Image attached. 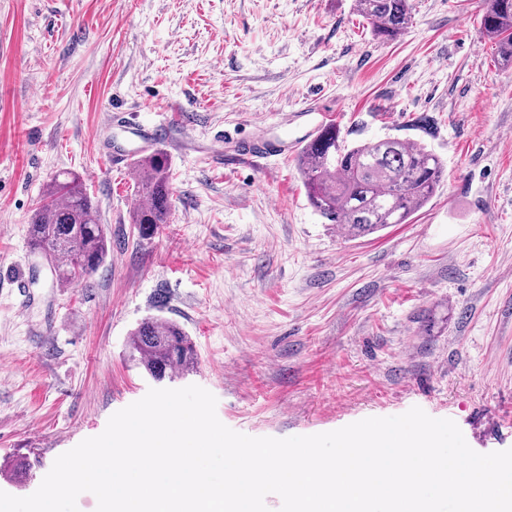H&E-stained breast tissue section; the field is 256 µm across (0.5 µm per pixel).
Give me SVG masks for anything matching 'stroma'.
Here are the masks:
<instances>
[{"label": "stroma", "instance_id": "35a3bbf8", "mask_svg": "<svg viewBox=\"0 0 512 512\" xmlns=\"http://www.w3.org/2000/svg\"><path fill=\"white\" fill-rule=\"evenodd\" d=\"M373 35L355 0H0V491L25 497L154 382L144 318L180 323L200 386L252 437L420 407L486 454L512 448V67L483 0H413ZM336 111L345 140L427 144L444 178L407 223L360 238L309 204L297 156L237 154L278 115ZM165 122L172 217L150 241L108 112ZM80 177L110 241L90 286L28 244L46 185ZM26 281L19 292L18 281Z\"/></svg>", "mask_w": 512, "mask_h": 512}]
</instances>
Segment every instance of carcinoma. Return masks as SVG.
<instances>
[{"instance_id":"1","label":"carcinoma","mask_w":512,"mask_h":512,"mask_svg":"<svg viewBox=\"0 0 512 512\" xmlns=\"http://www.w3.org/2000/svg\"><path fill=\"white\" fill-rule=\"evenodd\" d=\"M357 2L380 37L397 38L411 21V0ZM480 31L497 40L501 60L512 66V0H486ZM298 163L311 206L355 238L406 223L432 197L444 173L442 160L421 142L387 137L348 144L333 123L302 150ZM135 167L142 203L133 211L132 223L141 238L150 239L169 221L170 161L156 151L137 158ZM28 236L31 249L46 259L61 283L88 282L109 254L97 208L79 177L69 172L55 176L39 199ZM128 345L134 360L156 381L188 373L197 364L186 331L167 319L143 320Z\"/></svg>"}]
</instances>
